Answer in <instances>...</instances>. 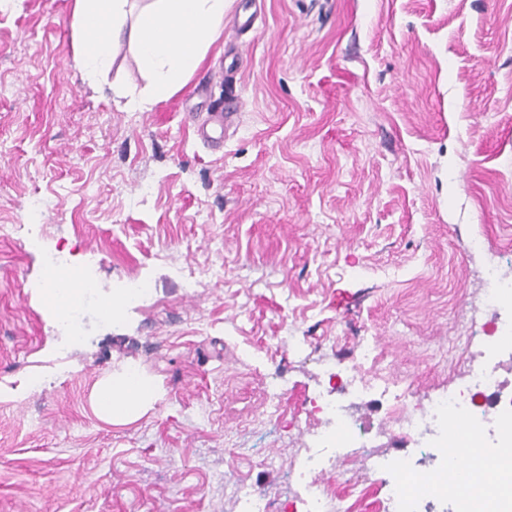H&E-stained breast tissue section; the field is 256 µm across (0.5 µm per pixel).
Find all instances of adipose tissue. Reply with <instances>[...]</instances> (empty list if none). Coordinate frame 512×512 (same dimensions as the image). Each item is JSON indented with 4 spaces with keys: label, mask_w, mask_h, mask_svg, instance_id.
<instances>
[{
    "label": "adipose tissue",
    "mask_w": 512,
    "mask_h": 512,
    "mask_svg": "<svg viewBox=\"0 0 512 512\" xmlns=\"http://www.w3.org/2000/svg\"><path fill=\"white\" fill-rule=\"evenodd\" d=\"M232 0H74V30L85 75L107 72L122 44L134 47L146 67L153 101L182 89L199 67L208 47L224 31ZM42 291L60 317L78 309L85 289L66 273L47 271ZM153 380L126 366L95 384L91 405L104 423L131 422L158 401Z\"/></svg>",
    "instance_id": "obj_1"
}]
</instances>
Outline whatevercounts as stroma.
Wrapping results in <instances>:
<instances>
[{
  "instance_id": "stroma-1",
  "label": "stroma",
  "mask_w": 512,
  "mask_h": 512,
  "mask_svg": "<svg viewBox=\"0 0 512 512\" xmlns=\"http://www.w3.org/2000/svg\"><path fill=\"white\" fill-rule=\"evenodd\" d=\"M73 9L0 0V512H285L328 368L453 390L488 267L512 281V0H234L146 109L129 45L83 77ZM58 247L93 272L78 346L39 290ZM125 362L161 397L110 426L89 395ZM349 405L432 481L392 403Z\"/></svg>"
}]
</instances>
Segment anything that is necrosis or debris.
Instances as JSON below:
<instances>
[{
  "instance_id": "obj_1",
  "label": "necrosis or debris",
  "mask_w": 512,
  "mask_h": 512,
  "mask_svg": "<svg viewBox=\"0 0 512 512\" xmlns=\"http://www.w3.org/2000/svg\"><path fill=\"white\" fill-rule=\"evenodd\" d=\"M472 344L481 348V361L471 364L468 383L441 393L424 408L412 409L404 419L406 433L418 443L432 448L435 469L447 471L453 459L449 449H486L487 463L500 478L496 483H475L458 492L440 480L425 489L411 488L405 482L368 486L375 497L377 512H420L424 500L443 505L445 512H512V390H504L499 377L497 356L512 349V324L496 323L479 327ZM311 411L325 426L305 449L294 470L302 491L289 503V512H352L346 496L336 494L320 477L331 464L326 449L361 458L365 468L377 472L387 466V453L366 442L346 405L337 399L316 398Z\"/></svg>"
}]
</instances>
